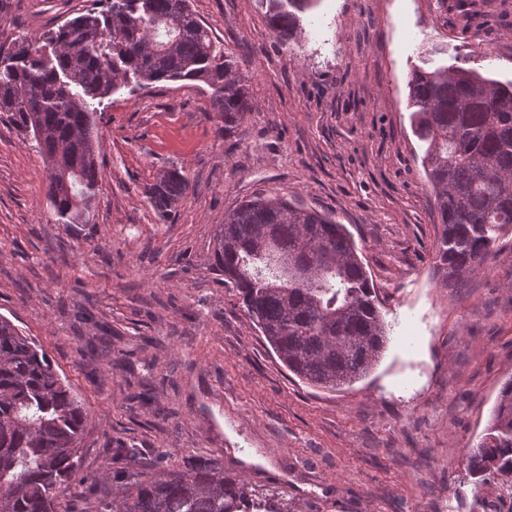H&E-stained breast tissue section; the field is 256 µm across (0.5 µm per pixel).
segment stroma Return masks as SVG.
<instances>
[{
  "label": "stroma",
  "instance_id": "stroma-1",
  "mask_svg": "<svg viewBox=\"0 0 512 512\" xmlns=\"http://www.w3.org/2000/svg\"><path fill=\"white\" fill-rule=\"evenodd\" d=\"M92 4L0 0V44ZM192 8L248 77L250 114L225 131L199 82L115 93L81 222L57 223L36 142L0 117V317L85 401L83 472L117 487L160 457L215 462L297 512H496L512 480L474 485L467 460L512 377V231L442 287L407 82L452 65L512 81V0H318L288 48L262 0ZM173 168L190 188L163 216L145 190ZM259 193L335 214L378 288L388 340L347 389L289 373L213 266L225 212Z\"/></svg>",
  "mask_w": 512,
  "mask_h": 512
}]
</instances>
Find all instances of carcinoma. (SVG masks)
I'll return each mask as SVG.
<instances>
[{"label": "carcinoma", "mask_w": 512, "mask_h": 512, "mask_svg": "<svg viewBox=\"0 0 512 512\" xmlns=\"http://www.w3.org/2000/svg\"><path fill=\"white\" fill-rule=\"evenodd\" d=\"M316 0H265L285 47ZM35 40L0 47V113L28 133L50 167L61 224L79 218L98 184L94 116L116 92L194 81L211 90L231 132L252 111L233 53L217 44L191 0H94ZM425 177L439 215L434 264L463 288L512 227V82L461 66L415 69L408 81ZM174 169L146 189L165 215L185 196ZM213 260L278 359L301 381L340 391L365 378L387 340L372 280L345 225L280 196L241 201L224 215ZM87 409L36 342L0 317V512H70L60 488L106 474L81 471ZM475 479L512 477V378L468 456ZM94 512H293L217 464L140 475Z\"/></svg>", "instance_id": "carcinoma-1"}]
</instances>
